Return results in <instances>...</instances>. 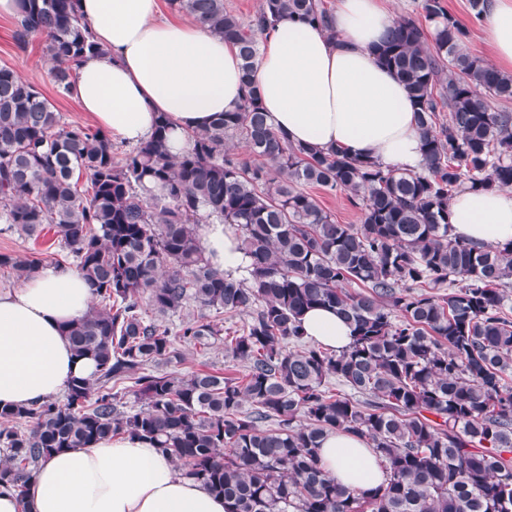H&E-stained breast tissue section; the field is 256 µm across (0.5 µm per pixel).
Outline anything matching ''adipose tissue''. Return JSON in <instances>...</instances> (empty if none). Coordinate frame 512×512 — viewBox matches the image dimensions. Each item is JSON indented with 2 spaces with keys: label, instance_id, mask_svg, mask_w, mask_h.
I'll return each instance as SVG.
<instances>
[{
  "label": "adipose tissue",
  "instance_id": "ef3b65f1",
  "mask_svg": "<svg viewBox=\"0 0 512 512\" xmlns=\"http://www.w3.org/2000/svg\"><path fill=\"white\" fill-rule=\"evenodd\" d=\"M390 0H336L335 35L281 19L261 38L254 70L273 128L293 144L337 150L408 171L422 164L417 108L372 52L395 15ZM102 46L76 70L71 92L112 141L147 140L159 113L172 126L168 147L184 153L192 130L236 110L246 89L235 45L197 23L159 20V0H78ZM483 39L499 71L512 74V0H489ZM454 236L487 245L512 241V189H465L448 203ZM207 254L221 270L243 272L248 257L223 224H207ZM93 291L73 267H47L0 290V404L29 407L55 398L95 365L76 358L64 333L92 306ZM310 341L341 350L351 328L334 311L302 317ZM320 458L337 483L361 492L383 470L366 443L333 432ZM0 512H224V500L183 476L150 441L119 435L42 461L26 503L0 493Z\"/></svg>",
  "mask_w": 512,
  "mask_h": 512
}]
</instances>
